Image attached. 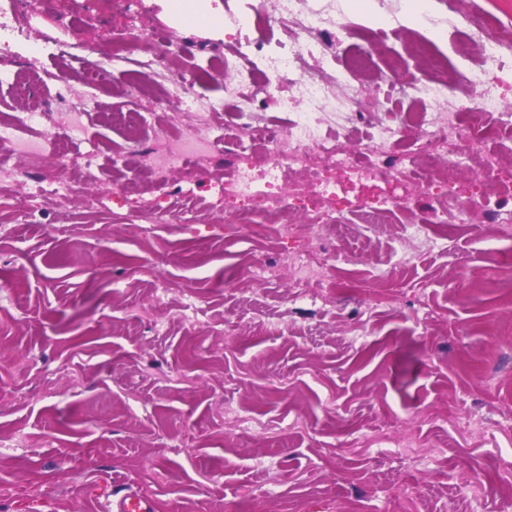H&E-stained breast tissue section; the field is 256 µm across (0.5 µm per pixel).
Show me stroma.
<instances>
[{"label": "stroma", "instance_id": "obj_1", "mask_svg": "<svg viewBox=\"0 0 512 512\" xmlns=\"http://www.w3.org/2000/svg\"><path fill=\"white\" fill-rule=\"evenodd\" d=\"M247 0H205L221 29L181 28L166 0L132 10L96 0L104 24L82 23L71 60L107 63L116 35H163L198 63L233 34L256 37L273 0L246 27ZM439 23L369 41L405 0H368L366 20L344 15L337 58L360 55L365 99L421 78L414 38L457 63L445 0ZM60 58L0 49V115L58 100ZM70 75L86 103L74 152L97 150L95 178L46 154L69 189L65 212L17 184L0 200V512H94L89 490L109 477L155 494L157 512H512V238L483 222L481 200L445 235L423 243L409 219L352 216L312 235L275 224H228L191 176L169 182L182 211L161 224L135 210L167 207L161 187L127 194L113 153L136 131L105 123L111 110L164 112L158 69L145 93ZM487 153L503 173L495 198L512 204V138L496 114Z\"/></svg>", "mask_w": 512, "mask_h": 512}]
</instances>
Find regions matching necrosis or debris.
Returning a JSON list of instances; mask_svg holds the SVG:
<instances>
[{"mask_svg":"<svg viewBox=\"0 0 512 512\" xmlns=\"http://www.w3.org/2000/svg\"><path fill=\"white\" fill-rule=\"evenodd\" d=\"M453 18L464 29L461 49L466 67L398 85L394 95L377 100L369 131L363 135L359 132L363 90L356 82L363 61L336 59V37L330 32L337 24L334 15L306 8L304 0H277V20L287 26V39L265 35L240 40L232 43L230 51L210 57L204 67L192 63L182 46L168 50L159 64L164 71L165 101L171 110L159 122L157 135L169 145L156 154L137 148L132 155H116L114 161L134 159L160 182L170 170L194 169L196 158L210 143L182 135L180 127L183 111L199 113L208 127L223 132L224 163L231 169L224 188L238 203L228 215L230 222L252 224L260 216L277 217L285 210H297L303 224L316 233L318 250H325L319 233L337 221L333 202L342 176L362 170L378 174L393 188L383 201L385 212L390 213L406 202L402 190L412 181L414 155L437 157L448 142L454 145L449 167L479 155L484 133L470 112L450 111L448 92L453 89L464 95L486 85L501 70L504 58L512 54V29L483 9L457 10ZM318 56L327 59V66L315 64ZM224 70L238 71L246 84L262 81L295 88V95L277 102L272 131H262L263 106L252 95L231 91L218 105L192 94L195 84ZM335 87L345 90L344 100L332 99ZM396 97L418 101L420 111H392ZM408 128L418 136L413 153L401 147V135ZM74 131V125L47 106L9 118L0 116V150L23 152L29 161L27 167L11 171V181L41 184L44 149L56 150L60 160L69 161L62 146ZM297 171L307 172L306 183H286V175Z\"/></svg>","mask_w":512,"mask_h":512,"instance_id":"4bbe7bcc","label":"necrosis or debris"}]
</instances>
